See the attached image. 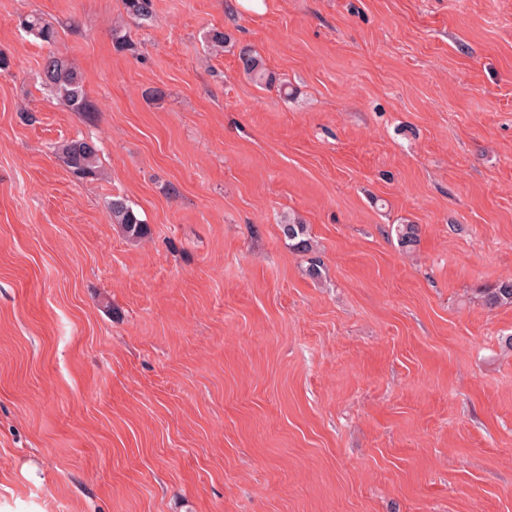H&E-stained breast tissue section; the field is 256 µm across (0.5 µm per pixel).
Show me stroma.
<instances>
[{
  "label": "stroma",
  "instance_id": "obj_1",
  "mask_svg": "<svg viewBox=\"0 0 512 512\" xmlns=\"http://www.w3.org/2000/svg\"><path fill=\"white\" fill-rule=\"evenodd\" d=\"M264 3L0 0V512H512V0ZM126 13L140 25H150L154 20L152 0H123ZM18 25L24 33L42 43L54 45L59 40L58 29L37 13L20 16ZM239 66L254 82L260 85H272L274 77L265 67L262 59L247 47L240 49ZM37 78L41 86L67 110L81 112L87 117L99 111V106L84 91L80 71L61 55L49 53L43 59ZM53 151L77 179H98L102 175L100 149L92 138L63 140ZM112 223L115 224L129 241L141 242L151 234L149 225L141 218L140 213L125 197L112 196L107 203ZM282 233L291 248L298 252H308L312 249V243L308 235L307 224L301 221L291 220L281 224ZM479 299L482 305L489 310L512 305V278L501 280L491 287L480 289Z\"/></svg>",
  "mask_w": 512,
  "mask_h": 512
}]
</instances>
